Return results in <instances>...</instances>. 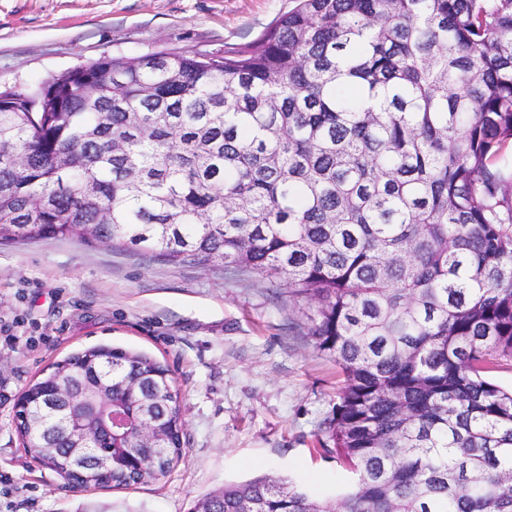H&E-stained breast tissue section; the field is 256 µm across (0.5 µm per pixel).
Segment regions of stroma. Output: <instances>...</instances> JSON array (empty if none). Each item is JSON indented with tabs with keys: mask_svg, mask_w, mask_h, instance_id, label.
Segmentation results:
<instances>
[{
	"mask_svg": "<svg viewBox=\"0 0 512 512\" xmlns=\"http://www.w3.org/2000/svg\"><path fill=\"white\" fill-rule=\"evenodd\" d=\"M294 0H0V88L102 56L223 54L255 42ZM284 281L220 263L42 239L0 244V512H194L225 485L277 475L332 497L351 474L312 456L343 379ZM112 345L167 364L185 452L146 486L73 489L29 456L19 395L78 350Z\"/></svg>",
	"mask_w": 512,
	"mask_h": 512,
	"instance_id": "1",
	"label": "stroma"
}]
</instances>
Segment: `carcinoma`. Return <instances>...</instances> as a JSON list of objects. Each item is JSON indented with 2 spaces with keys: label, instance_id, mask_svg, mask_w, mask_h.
Listing matches in <instances>:
<instances>
[{
  "label": "carcinoma",
  "instance_id": "carcinoma-1",
  "mask_svg": "<svg viewBox=\"0 0 512 512\" xmlns=\"http://www.w3.org/2000/svg\"><path fill=\"white\" fill-rule=\"evenodd\" d=\"M512 0H297L222 56H101L0 91V244L78 239L174 265L282 279L345 375L325 421L355 474L334 498L263 477L214 512H512ZM112 380V454L140 413L161 449L108 481L165 478L183 452L179 391L155 357L64 359ZM15 431L71 476L65 401L29 385Z\"/></svg>",
  "mask_w": 512,
  "mask_h": 512
}]
</instances>
